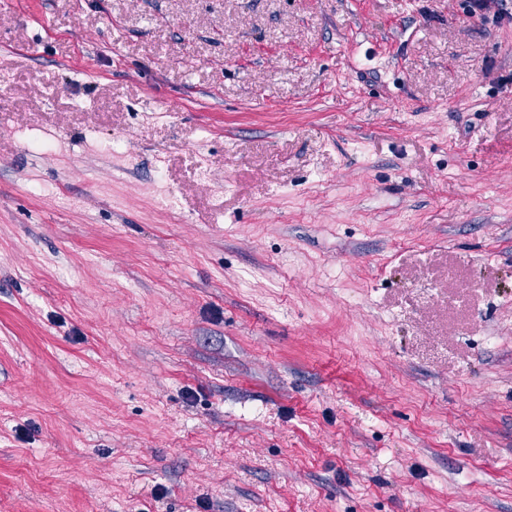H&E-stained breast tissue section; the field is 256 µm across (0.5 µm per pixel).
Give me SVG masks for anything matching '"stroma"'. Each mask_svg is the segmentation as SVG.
Masks as SVG:
<instances>
[{"label": "stroma", "mask_w": 512, "mask_h": 512, "mask_svg": "<svg viewBox=\"0 0 512 512\" xmlns=\"http://www.w3.org/2000/svg\"><path fill=\"white\" fill-rule=\"evenodd\" d=\"M461 3L0 0V512H512V21Z\"/></svg>", "instance_id": "35a3bbf8"}]
</instances>
